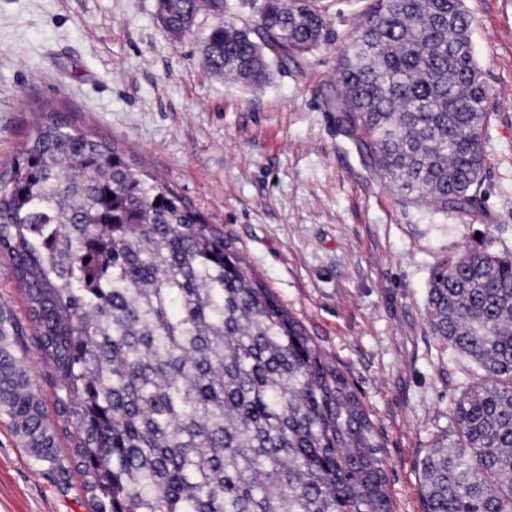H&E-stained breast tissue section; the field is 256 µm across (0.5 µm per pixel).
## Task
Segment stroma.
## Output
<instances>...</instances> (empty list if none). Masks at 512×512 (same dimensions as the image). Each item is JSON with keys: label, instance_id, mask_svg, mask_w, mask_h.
Wrapping results in <instances>:
<instances>
[{"label": "stroma", "instance_id": "1", "mask_svg": "<svg viewBox=\"0 0 512 512\" xmlns=\"http://www.w3.org/2000/svg\"><path fill=\"white\" fill-rule=\"evenodd\" d=\"M321 4L332 45L252 90L205 66L207 16L176 40L155 0H0V164L48 104L165 177L344 371L381 435L393 512H423L419 463L468 366L430 330L431 271L487 241L512 250V0H466L490 119L465 217L403 203L340 134L321 91L363 2ZM0 512H88L80 475L60 483L1 421Z\"/></svg>", "mask_w": 512, "mask_h": 512}]
</instances>
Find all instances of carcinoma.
<instances>
[{"mask_svg": "<svg viewBox=\"0 0 512 512\" xmlns=\"http://www.w3.org/2000/svg\"><path fill=\"white\" fill-rule=\"evenodd\" d=\"M156 0L173 38L245 87L267 55L331 42L319 0ZM336 127L400 197L473 213L489 91L465 0H369L330 84ZM0 254L25 286L0 316V418L92 512H391L379 434L343 372L224 232L126 149L50 105L0 170ZM471 382L420 462L424 512H512V252L466 248L427 297ZM48 368L54 416L32 379ZM70 454H58V434Z\"/></svg>", "mask_w": 512, "mask_h": 512, "instance_id": "obj_1", "label": "carcinoma"}]
</instances>
